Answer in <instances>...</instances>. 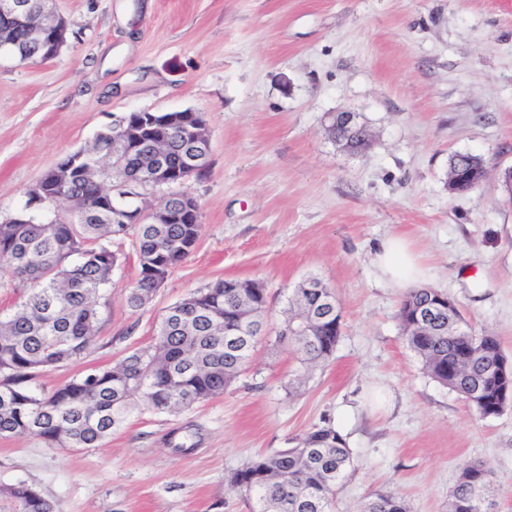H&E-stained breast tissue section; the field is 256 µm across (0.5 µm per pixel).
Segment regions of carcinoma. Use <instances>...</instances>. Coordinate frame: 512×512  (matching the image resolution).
I'll return each instance as SVG.
<instances>
[{"instance_id": "cac0c4a2", "label": "carcinoma", "mask_w": 512, "mask_h": 512, "mask_svg": "<svg viewBox=\"0 0 512 512\" xmlns=\"http://www.w3.org/2000/svg\"><path fill=\"white\" fill-rule=\"evenodd\" d=\"M97 134L87 151L126 154L121 167L112 160L88 177L63 182L54 173L43 179L46 194L77 197L80 207L69 223L52 224L31 217L27 224L0 223V265L8 267L23 289L12 313L0 314V437L27 435L50 448H100L126 420L133 405L175 414L214 398L234 383L252 357L254 337L263 335L267 292L261 284L224 279L189 292L163 316L153 344L136 350L110 368L94 369L39 391L40 372L80 359L92 343L104 289L118 263L112 239L133 235L137 241L139 277L126 301L133 310L149 304L155 283L165 280L193 250L203 228L200 205L185 224L154 217L145 224H114L112 216L93 209L100 186L133 179L134 170L156 161L155 136L164 132L171 162L184 151L185 139H209L194 122L156 128L131 112ZM342 150L364 149L359 135L339 123L330 131ZM486 173L479 155L459 153L448 161V189L464 193ZM310 277L294 288L281 325H304L296 336H275L297 355L301 367L327 360L341 335V315L328 304L323 288ZM430 308L437 326L421 323ZM402 335L420 358L424 371L455 392L484 418L512 406V376L504 377L499 338L491 333H457L466 322L443 292L411 289L398 309ZM244 325L245 336L228 347L224 330ZM352 466L346 440L332 426L315 427L293 446L260 454L232 473L230 484L253 500V512H334L336 496ZM490 497L492 474L482 464L463 468L449 494L448 512H479L477 491ZM0 492L12 499L16 512H58L41 490L19 483ZM360 512H409L391 492L376 493Z\"/></svg>"}]
</instances>
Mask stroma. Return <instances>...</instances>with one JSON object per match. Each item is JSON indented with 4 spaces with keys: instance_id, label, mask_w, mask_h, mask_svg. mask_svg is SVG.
<instances>
[{
    "instance_id": "1",
    "label": "stroma",
    "mask_w": 512,
    "mask_h": 512,
    "mask_svg": "<svg viewBox=\"0 0 512 512\" xmlns=\"http://www.w3.org/2000/svg\"><path fill=\"white\" fill-rule=\"evenodd\" d=\"M67 43L51 60L0 63V222L66 155L122 116L201 113L204 178L184 186L202 234L145 307L134 236L119 256L96 338L80 361L37 377L49 390L150 345L165 310L219 279L256 280L269 325L317 275L342 310L333 356L308 373L272 339L224 394L177 415L133 412L100 448L0 437L3 488L24 482L59 512H251L228 478L253 457L330 424L354 465L335 512L392 491L445 512L460 470L492 472L512 512V408L482 418L423 370L400 330L405 291L374 263L401 234L424 285L455 301L512 363V0H56ZM358 113L373 142L351 155L324 131ZM484 158L473 192L448 190V160ZM187 452H177V445Z\"/></svg>"
}]
</instances>
